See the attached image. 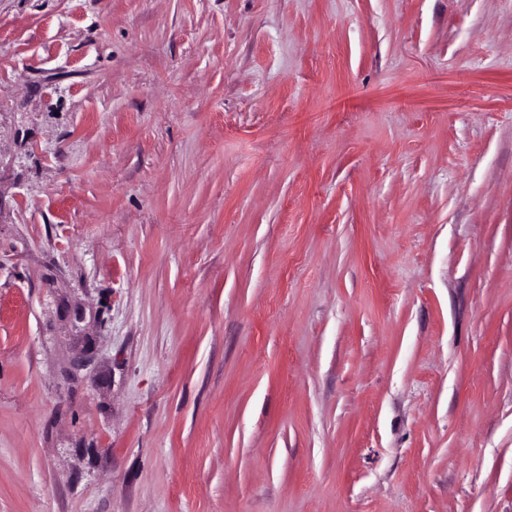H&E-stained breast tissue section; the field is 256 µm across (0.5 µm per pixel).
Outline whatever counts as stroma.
Listing matches in <instances>:
<instances>
[{
    "label": "stroma",
    "instance_id": "35a3bbf8",
    "mask_svg": "<svg viewBox=\"0 0 512 512\" xmlns=\"http://www.w3.org/2000/svg\"><path fill=\"white\" fill-rule=\"evenodd\" d=\"M0 512H512V0H0Z\"/></svg>",
    "mask_w": 512,
    "mask_h": 512
}]
</instances>
